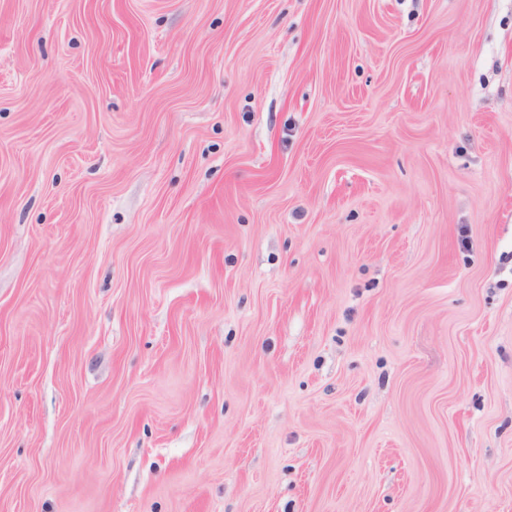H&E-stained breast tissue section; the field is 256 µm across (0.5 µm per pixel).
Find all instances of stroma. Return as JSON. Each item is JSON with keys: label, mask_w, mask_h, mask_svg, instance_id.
Here are the masks:
<instances>
[{"label": "stroma", "mask_w": 512, "mask_h": 512, "mask_svg": "<svg viewBox=\"0 0 512 512\" xmlns=\"http://www.w3.org/2000/svg\"><path fill=\"white\" fill-rule=\"evenodd\" d=\"M0 512H512V0H0Z\"/></svg>", "instance_id": "stroma-1"}]
</instances>
